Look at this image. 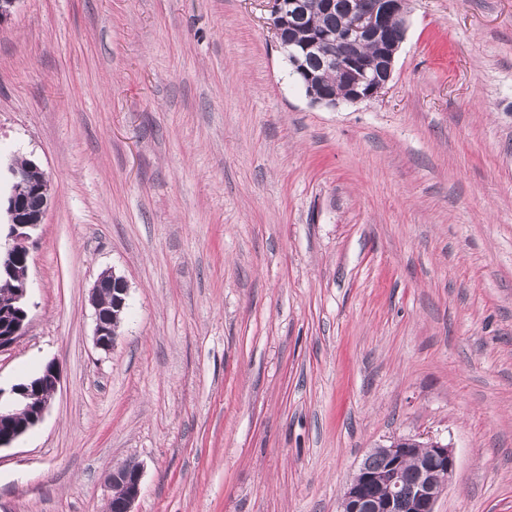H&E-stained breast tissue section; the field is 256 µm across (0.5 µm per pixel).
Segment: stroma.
I'll use <instances>...</instances> for the list:
<instances>
[{
  "mask_svg": "<svg viewBox=\"0 0 512 512\" xmlns=\"http://www.w3.org/2000/svg\"><path fill=\"white\" fill-rule=\"evenodd\" d=\"M264 0H19L0 162L33 160L29 322L43 422L0 512H339L370 450L448 442L437 512H512V0H408L379 97L326 108ZM129 285L111 353L90 290ZM143 468L138 462H127L106 476L109 488L119 492L120 497L116 512H133V505L141 493Z\"/></svg>",
  "mask_w": 512,
  "mask_h": 512,
  "instance_id": "obj_1",
  "label": "stroma"
}]
</instances>
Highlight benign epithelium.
<instances>
[{
  "label": "benign epithelium",
  "mask_w": 512,
  "mask_h": 512,
  "mask_svg": "<svg viewBox=\"0 0 512 512\" xmlns=\"http://www.w3.org/2000/svg\"><path fill=\"white\" fill-rule=\"evenodd\" d=\"M406 0H349L343 42L347 49L336 53V32L317 29L309 22L307 0H271L270 29L288 60L304 75L303 87L314 104L335 107L342 102L357 103L374 99L382 93L393 75L395 57L406 35ZM400 19L399 35L389 42L383 39L388 19ZM370 44L373 52L364 56L356 47ZM318 56L321 66L338 72L345 95L337 97L323 87L321 77L308 70L304 60ZM34 195L39 206L32 211L26 198L11 192L6 199L8 228L0 246V271L8 270L19 282L15 288L13 310L0 316V351L11 347L24 334L28 319L27 271L30 257V232L41 224L49 205L46 186L38 185ZM128 283L110 271L96 279L90 290L94 310V344L110 353L117 334L113 324L121 320L127 307ZM61 380L59 368L50 362L35 376L13 385L9 393L0 389V449L9 448L44 419ZM428 456L415 475H409L405 460L421 445ZM381 454L385 469L375 473L361 462L354 476L343 486L340 512H436V505L447 491L457 467L453 448L446 442L429 439L423 443L416 436L390 438L372 449L368 456ZM143 468L127 462L106 476L109 488L118 492L117 512H133L141 493Z\"/></svg>",
  "instance_id": "obj_1"
}]
</instances>
